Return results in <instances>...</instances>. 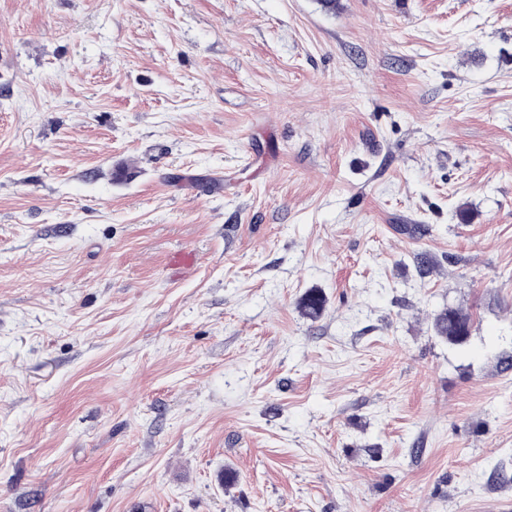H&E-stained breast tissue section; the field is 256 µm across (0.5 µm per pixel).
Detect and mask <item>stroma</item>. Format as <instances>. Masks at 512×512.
Masks as SVG:
<instances>
[{"instance_id": "obj_1", "label": "stroma", "mask_w": 512, "mask_h": 512, "mask_svg": "<svg viewBox=\"0 0 512 512\" xmlns=\"http://www.w3.org/2000/svg\"><path fill=\"white\" fill-rule=\"evenodd\" d=\"M0 512H512V0H0ZM448 308H443L433 316L432 329L434 334L446 340L449 344L463 345L467 342L471 333V318L459 309Z\"/></svg>"}]
</instances>
